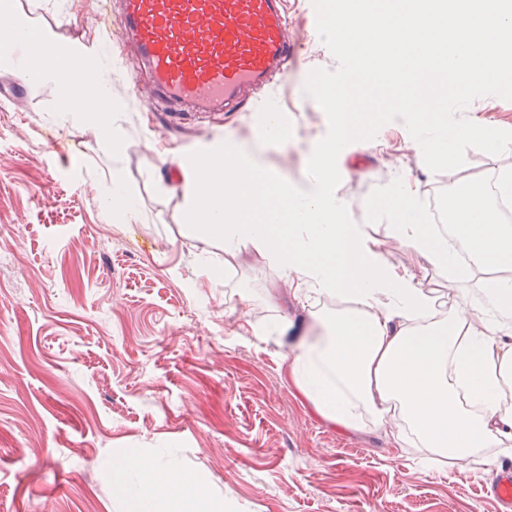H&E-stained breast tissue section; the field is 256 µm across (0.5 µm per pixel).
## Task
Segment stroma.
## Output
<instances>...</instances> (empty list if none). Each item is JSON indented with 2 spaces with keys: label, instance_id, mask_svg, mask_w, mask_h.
I'll return each instance as SVG.
<instances>
[{
  "label": "stroma",
  "instance_id": "obj_1",
  "mask_svg": "<svg viewBox=\"0 0 512 512\" xmlns=\"http://www.w3.org/2000/svg\"><path fill=\"white\" fill-rule=\"evenodd\" d=\"M13 5L85 46L113 97L129 99L139 63L92 24L96 0ZM329 5L289 0L299 51L256 110L172 125L130 107L117 164L97 127L56 118L55 85L25 79L22 61L0 66V512H125L112 464L132 449L205 474L227 512H498L481 494L495 470L450 468L372 426L326 419L292 372L300 336L272 328L285 318L314 333L287 281L252 252L208 279L199 255L223 268V250L183 233L172 157L217 137L256 141L269 104L287 113L290 130L264 163L306 184L331 120L312 86L339 83L346 69L315 26ZM455 119L512 127V87L475 91ZM375 137L378 147L356 142L337 161L341 193L386 261L430 287L425 261L392 245L393 219L376 204L389 176L418 187L427 206L439 183L499 172L503 161L463 140L455 163L438 170L408 147L400 122L378 119ZM116 165L140 220L113 222L99 206Z\"/></svg>",
  "mask_w": 512,
  "mask_h": 512
}]
</instances>
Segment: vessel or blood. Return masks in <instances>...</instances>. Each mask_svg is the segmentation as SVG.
Instances as JSON below:
<instances>
[{
  "instance_id": "obj_1",
  "label": "vessel or blood",
  "mask_w": 512,
  "mask_h": 512,
  "mask_svg": "<svg viewBox=\"0 0 512 512\" xmlns=\"http://www.w3.org/2000/svg\"><path fill=\"white\" fill-rule=\"evenodd\" d=\"M287 0H98L96 19L120 32L122 54L148 81L169 118L186 112H236L287 72L298 44ZM502 512H512V471L484 485Z\"/></svg>"
}]
</instances>
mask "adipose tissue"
<instances>
[{
  "label": "adipose tissue",
  "instance_id": "1",
  "mask_svg": "<svg viewBox=\"0 0 512 512\" xmlns=\"http://www.w3.org/2000/svg\"><path fill=\"white\" fill-rule=\"evenodd\" d=\"M457 8V0H359L357 13L329 12L319 36L340 47L349 67L340 84L313 87L330 107L332 128L312 153L306 186L267 171L255 150L231 139L190 149L175 164L185 226L219 244L225 262L253 251L287 277L294 298L343 302V310L319 316L322 335L300 343L293 359L298 384L327 419L388 430L444 465L478 456L491 466L488 449L512 454V225L499 223L474 190L458 198L447 238L425 222L416 192L396 191L391 238L445 275L443 300L409 269L388 264L363 225L349 222L336 169L337 157L368 139L383 113L404 120L430 163L453 162L462 135L509 157L499 189L512 195V130L459 128L449 105L475 88L504 85L486 48L512 56V0H474L463 26ZM10 10V0H0L12 25L0 52L34 44L42 64L33 75L58 88L61 120L94 124L105 151L119 158L124 135L109 85L78 81L92 54ZM100 199L113 219L139 215L120 168ZM464 280L469 289H461ZM112 477L125 512H224L204 476L155 459L114 463Z\"/></svg>",
  "mask_w": 512,
  "mask_h": 512
}]
</instances>
